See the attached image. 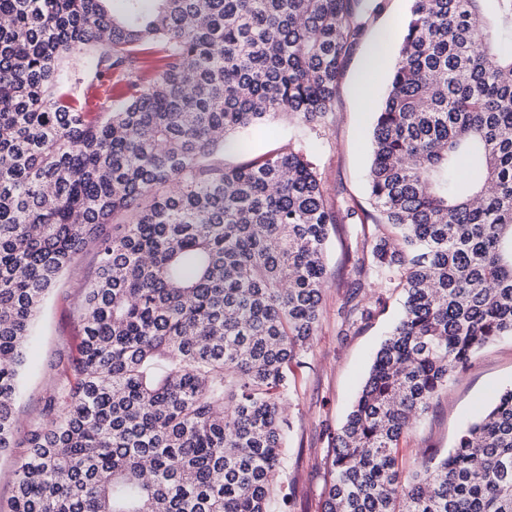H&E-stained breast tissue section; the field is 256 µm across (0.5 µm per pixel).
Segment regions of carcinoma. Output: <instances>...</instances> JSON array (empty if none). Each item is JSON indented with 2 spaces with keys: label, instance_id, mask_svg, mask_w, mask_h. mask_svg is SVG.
<instances>
[{
  "label": "carcinoma",
  "instance_id": "cac0c4a2",
  "mask_svg": "<svg viewBox=\"0 0 512 512\" xmlns=\"http://www.w3.org/2000/svg\"><path fill=\"white\" fill-rule=\"evenodd\" d=\"M361 2L0 0V454L33 320L96 255L8 512H271L339 215L300 148L209 161L272 115L332 111ZM411 2L373 127L386 231L361 260L403 309L331 437L322 512H512V387L446 456L399 462L512 336V0ZM75 58L116 96L89 106Z\"/></svg>",
  "mask_w": 512,
  "mask_h": 512
}]
</instances>
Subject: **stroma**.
<instances>
[{"instance_id":"stroma-1","label":"stroma","mask_w":512,"mask_h":512,"mask_svg":"<svg viewBox=\"0 0 512 512\" xmlns=\"http://www.w3.org/2000/svg\"><path fill=\"white\" fill-rule=\"evenodd\" d=\"M410 6L411 0H363L356 17L361 36L345 60L333 110L321 126L304 132L297 121L278 116L246 134L247 151H227L213 158L214 164L229 167L294 144L310 155L326 198L343 216L329 231L320 320L305 363L295 372L286 404L290 430L280 474L284 498L278 501L276 512H321L329 435L343 422L401 308L400 289L359 276L362 249L372 245L378 228L347 219L346 212L352 207L370 208L368 169L375 114L357 105V73L372 46L385 42L384 66L373 78V96L382 100ZM95 268L93 251L80 255L62 272L37 316L26 345L16 402L15 446L0 454L1 507L8 504L26 436L41 419L61 363L76 353L82 335L80 306ZM380 297L387 302L386 311L371 320L361 318V310L375 306ZM509 386L512 337H505L478 351L471 366L454 377L408 431L400 444L404 470L417 469L424 453L445 455L477 410Z\"/></svg>"}]
</instances>
